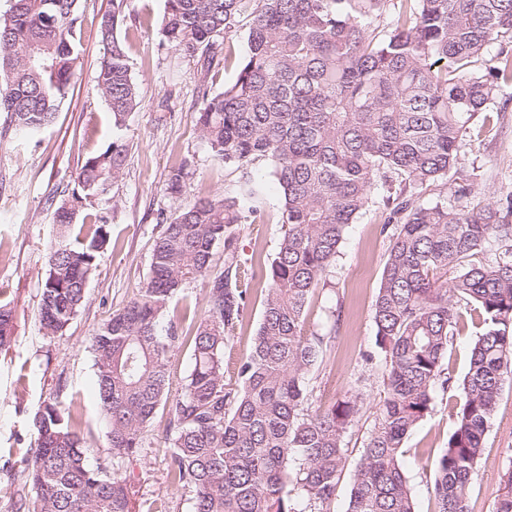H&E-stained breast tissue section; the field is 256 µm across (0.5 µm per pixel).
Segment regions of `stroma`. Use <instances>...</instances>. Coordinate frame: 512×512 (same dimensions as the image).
Here are the masks:
<instances>
[{
	"label": "stroma",
	"mask_w": 512,
	"mask_h": 512,
	"mask_svg": "<svg viewBox=\"0 0 512 512\" xmlns=\"http://www.w3.org/2000/svg\"><path fill=\"white\" fill-rule=\"evenodd\" d=\"M77 6L85 22L77 43L76 76L54 124L32 137L12 130L0 135V253L9 262L7 269H0V303L13 312L11 343L0 350V512H33L32 506L19 504L17 475L33 446L32 416L49 395L59 394L70 405L88 442V464L108 462L107 424L97 404L91 338L144 285L152 246L162 231L158 212L203 197L234 195L239 179L238 171L214 157L201 138L197 112L204 94H217L235 80V62L247 50L255 0H245L236 27L207 69L198 57L162 45L164 0H133L120 34L127 42L139 103L123 128L129 144L125 168L103 199L112 210V244L98 259L87 301L77 316L62 335H43L37 307L46 271L45 250L55 235L53 203L71 194L79 167L107 144L113 130L112 113L97 87L104 52L97 20L111 2L78 0ZM496 102L501 109L498 121L471 130L447 185L425 193V202L451 197L454 183L462 178L472 187L475 205L512 190V84L500 88ZM185 159L193 161L196 172L180 195H170L169 173ZM249 171L262 187L256 202L261 218L238 226L237 251L240 259L268 262L284 231L279 187L268 162H255ZM385 216L384 207L376 206L349 226L333 285L320 293L306 321L307 330L335 331L314 372V406L325 408L347 396L357 397L360 404L345 439L351 469L384 397L382 356L375 344L371 308L390 244L382 231ZM335 305L343 309L336 324L326 316L327 308ZM260 315L261 295L254 291L243 326L225 350L227 370H234L248 354ZM454 395L451 389L436 391L432 412L404 443L403 469L418 512L436 509L433 462L453 429ZM167 426L166 412H158L144 432L142 455L120 471L130 487L135 512H147L159 503L167 512L192 510L189 493L167 479ZM510 468L512 385L508 384L472 476L468 492L472 512H494L502 477Z\"/></svg>",
	"instance_id": "1"
}]
</instances>
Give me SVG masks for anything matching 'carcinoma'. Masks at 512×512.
<instances>
[{
  "instance_id": "cac0c4a2",
  "label": "carcinoma",
  "mask_w": 512,
  "mask_h": 512,
  "mask_svg": "<svg viewBox=\"0 0 512 512\" xmlns=\"http://www.w3.org/2000/svg\"><path fill=\"white\" fill-rule=\"evenodd\" d=\"M243 0H165L162 42L212 58ZM236 79L198 111L201 135L224 164L267 160L282 193L284 233L268 266L238 259L236 228L256 222L258 185L158 213L150 271L136 298L92 336L96 387L112 465L138 456L147 424L169 417L167 478L191 494L192 512H334L348 458L345 437L360 411L347 397L312 410L314 368L331 333L304 334L349 225L377 201L390 246L372 305L386 396L353 470L346 512H416L401 465L412 430L433 410L436 387L457 384L453 431L433 462L436 512H468L471 476L505 384L512 381V194L479 208L426 204L421 194L455 168L475 123H489L501 85L512 83V0H255ZM131 0H112L97 22L104 57L98 88L116 130L137 107L118 31ZM393 7L388 28L373 22ZM85 18L77 0H10L0 14V113L4 129L39 132L55 120L73 75ZM499 50L486 55L490 45ZM128 144L117 134L87 157L78 190L53 212L38 304L43 334L65 330L84 306L111 213H84L122 174ZM188 159L169 173L181 192ZM224 270L214 272L217 245ZM492 251L494 259L476 260ZM453 273L451 279L444 276ZM264 278L262 311L236 379L224 348L249 299L241 275ZM208 283V310L192 334L160 318L188 285ZM476 317L467 370L444 367L461 309ZM11 309L0 305V349ZM190 342L193 368L169 391L173 352ZM33 459L21 470L35 512H132L125 480L86 463L70 409L52 395L32 419Z\"/></svg>"
}]
</instances>
